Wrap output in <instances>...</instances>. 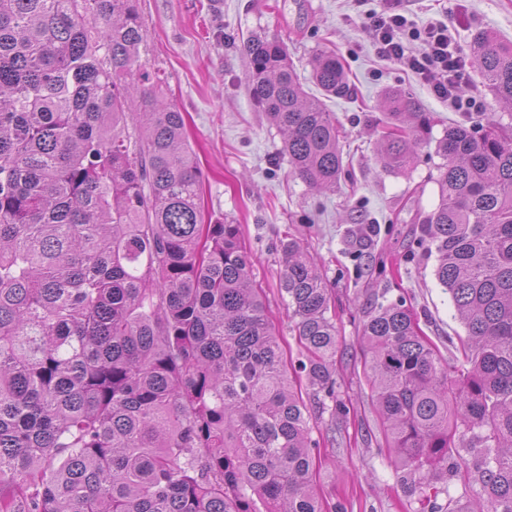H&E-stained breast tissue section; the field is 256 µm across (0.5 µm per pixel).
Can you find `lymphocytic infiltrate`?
<instances>
[{
	"label": "lymphocytic infiltrate",
	"mask_w": 512,
	"mask_h": 512,
	"mask_svg": "<svg viewBox=\"0 0 512 512\" xmlns=\"http://www.w3.org/2000/svg\"><path fill=\"white\" fill-rule=\"evenodd\" d=\"M406 0H378L364 13L375 37V53L383 60L400 64L425 85L438 100L458 112H480L484 104L467 89L469 61L461 54L448 24L442 20L416 22ZM420 45L410 52L409 43Z\"/></svg>",
	"instance_id": "1"
}]
</instances>
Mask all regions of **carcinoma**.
Returning a JSON list of instances; mask_svg holds the SVG:
<instances>
[{
	"label": "carcinoma",
	"mask_w": 512,
	"mask_h": 512,
	"mask_svg": "<svg viewBox=\"0 0 512 512\" xmlns=\"http://www.w3.org/2000/svg\"><path fill=\"white\" fill-rule=\"evenodd\" d=\"M143 42L137 0H0V512H343L312 489L310 423L347 412L332 288L285 235L279 290L305 351L287 365L239 225L204 223L197 156ZM242 52L293 173L335 190L333 113L280 41ZM471 54L512 107V42L482 31ZM311 73L348 95L335 54ZM386 104L382 162L402 169L431 121L400 93ZM436 151L420 237L468 337L446 358L403 302L377 303L372 398L418 512H512V122L450 127ZM457 446L482 498L446 508L434 483Z\"/></svg>",
	"instance_id": "1"
}]
</instances>
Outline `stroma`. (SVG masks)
<instances>
[{"mask_svg": "<svg viewBox=\"0 0 512 512\" xmlns=\"http://www.w3.org/2000/svg\"><path fill=\"white\" fill-rule=\"evenodd\" d=\"M138 8L146 43L140 61L164 72L168 99L184 115L203 173V214L240 225L275 333L292 359L300 358V347L278 290L285 234L301 240L332 285L336 379L350 412L323 416L313 430L321 443L317 493L345 512H416L372 404L362 324L377 299H401L445 356L456 353L452 339L466 334L434 276V257L415 242L438 203L436 144L465 114L433 98L397 63L376 57L353 0H138ZM408 9L418 20L447 21L465 54L483 29L512 41V0H410ZM255 33L286 46L310 94L319 92L310 75L316 53L335 51L347 65L351 95L326 102L344 153L335 191L317 192L292 172L282 133L252 102L239 44ZM391 92L406 95L433 120L401 170L384 169L379 160L383 101ZM359 227L369 237L363 252L352 235Z\"/></svg>", "mask_w": 512, "mask_h": 512, "instance_id": "35a3bbf8", "label": "stroma"}]
</instances>
